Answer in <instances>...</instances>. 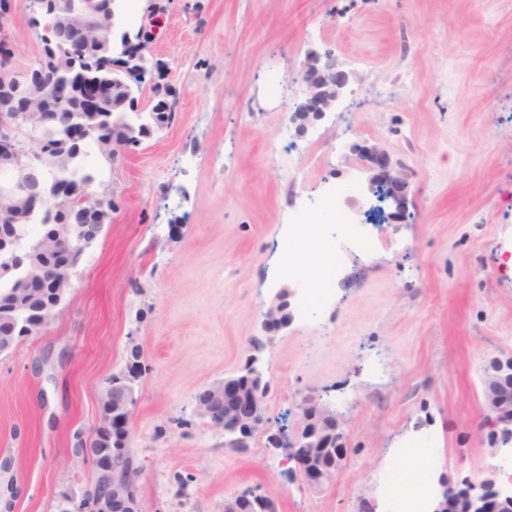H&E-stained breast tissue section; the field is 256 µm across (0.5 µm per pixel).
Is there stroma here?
<instances>
[{"instance_id":"obj_1","label":"stroma","mask_w":512,"mask_h":512,"mask_svg":"<svg viewBox=\"0 0 512 512\" xmlns=\"http://www.w3.org/2000/svg\"><path fill=\"white\" fill-rule=\"evenodd\" d=\"M25 5L8 0L20 73L42 53ZM152 49L177 118L114 165L117 207L63 310L0 354L13 512H57L89 484L76 435L97 428L101 391L134 360L144 512H224L256 487L279 512H389V470L403 494L426 476L439 495L500 468L512 448L488 436L481 376L512 350V0H172ZM311 49L331 50L348 84L302 129L290 116ZM373 144L407 171L404 221L359 224L381 240L377 259L345 257L321 320L296 315L273 335L258 363L268 428L248 451L227 449L197 395L238 374L276 291H301L312 273L281 262L303 225L335 223L311 196L339 184L353 187L352 210L372 203L357 148ZM310 392L349 442L321 491L267 441L296 429ZM410 441L432 451L425 476L402 452Z\"/></svg>"}]
</instances>
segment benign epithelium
I'll use <instances>...</instances> for the list:
<instances>
[{"label": "benign epithelium", "instance_id": "7a95c632", "mask_svg": "<svg viewBox=\"0 0 512 512\" xmlns=\"http://www.w3.org/2000/svg\"><path fill=\"white\" fill-rule=\"evenodd\" d=\"M54 0H27L26 10L31 19L37 20L43 14L50 13ZM169 0H149L143 31L153 33L158 19L168 11ZM150 42L139 36L127 44L126 59L131 62L146 57ZM35 71L26 75L17 74L12 68L11 57L0 55V82L9 84L12 95L23 96L28 104L22 112L0 113V162L14 168L16 172L15 190L0 196V279L10 278L25 263V257L17 247L12 234L4 232L13 228L24 216L27 209L35 210L45 203L44 198L31 193L29 188L28 164L25 158L31 155L46 163H57L62 159L59 146L44 147L39 143L30 148L17 146V131L32 121V109L38 105L33 94ZM302 80L306 103L311 110L304 115H291V120L308 122L319 119L332 111L342 97L347 85L345 73L336 70L332 53L323 54L311 51L302 64ZM363 152L371 164L372 176L368 180V191L378 187L386 190V201L394 207L392 217H401L407 201L409 182L402 169L393 165L386 151L377 145L366 146ZM59 196L64 198L59 208L65 210L71 206L91 200L88 191L77 186ZM83 237L82 226H74L69 234L63 236L53 226H48L45 238L53 243L49 253L46 270L66 269L65 277H71V255L73 246ZM55 302L52 312L42 316L39 323L19 324L14 335L0 342V353L11 349L13 342L30 337L40 331L52 317L61 310L65 301V288L55 289ZM292 292L283 288L276 292L260 323V330L267 332L272 328L288 327L284 319L287 303ZM228 381L216 382L208 387L210 401L197 402L199 415L214 425L212 405L226 409L224 416V434L232 435L238 445H249L251 436L260 426L262 410L267 393L263 389L251 392L249 397L239 393L227 392ZM482 396L486 409L494 416L493 424L497 432L512 429V351L495 357L484 367L482 375ZM134 390L123 389L120 396L112 395V385H107L100 395L101 411L104 417L101 431L94 432L84 441L81 454L92 462L90 484L80 494L84 512H143L137 494V480L134 475L140 473V466L132 462L130 466L118 471L112 468V455L127 451L130 446L129 421ZM299 428L288 440L282 434L272 433L268 442L273 447L290 444V458L303 473L307 485L319 490L330 484L348 457V437L343 431L336 414L319 402L315 394L305 396L298 406ZM258 512H278L274 495L267 491L254 490L246 494ZM466 512H512V481L503 484L495 474H488L473 486L469 494L460 499Z\"/></svg>", "mask_w": 512, "mask_h": 512}]
</instances>
